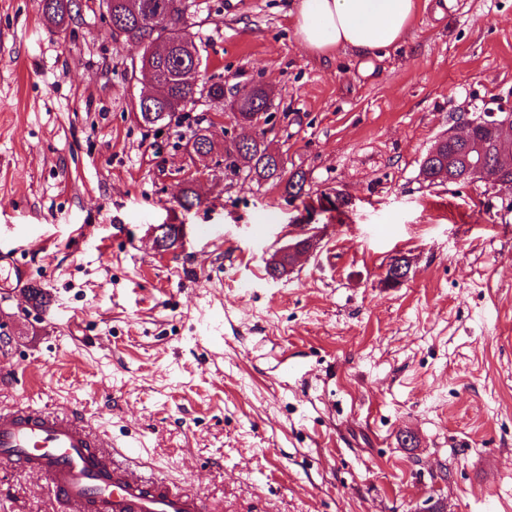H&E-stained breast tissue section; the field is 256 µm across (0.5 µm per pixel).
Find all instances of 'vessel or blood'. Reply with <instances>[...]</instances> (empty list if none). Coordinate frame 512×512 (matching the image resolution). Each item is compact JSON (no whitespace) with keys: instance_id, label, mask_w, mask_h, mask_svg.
<instances>
[{"instance_id":"b4317fda","label":"vessel or blood","mask_w":512,"mask_h":512,"mask_svg":"<svg viewBox=\"0 0 512 512\" xmlns=\"http://www.w3.org/2000/svg\"><path fill=\"white\" fill-rule=\"evenodd\" d=\"M26 278L14 254L0 253V284L19 288ZM104 446L78 414L0 409V461L22 463L45 476L65 512H210L209 503L188 488L133 478L137 446L110 452Z\"/></svg>"}]
</instances>
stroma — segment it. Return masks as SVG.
Returning <instances> with one entry per match:
<instances>
[{"label": "stroma", "instance_id": "stroma-1", "mask_svg": "<svg viewBox=\"0 0 512 512\" xmlns=\"http://www.w3.org/2000/svg\"><path fill=\"white\" fill-rule=\"evenodd\" d=\"M300 2L201 0L195 43L225 98L158 128L134 116L140 49L97 0L64 31L40 0H0V250L45 295L0 288V409L77 411L219 512H512V188L419 176L449 127L512 111V0H420L368 67L306 50ZM257 85L306 198L225 167L245 133L229 100ZM200 122L217 148L187 212ZM305 222L319 246L271 277ZM159 224L185 235L156 250ZM0 512L60 510L0 462Z\"/></svg>", "mask_w": 512, "mask_h": 512}]
</instances>
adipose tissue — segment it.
Segmentation results:
<instances>
[{"label": "adipose tissue", "instance_id": "1", "mask_svg": "<svg viewBox=\"0 0 512 512\" xmlns=\"http://www.w3.org/2000/svg\"><path fill=\"white\" fill-rule=\"evenodd\" d=\"M416 11L417 0H302L294 26L310 51L368 58L401 43Z\"/></svg>", "mask_w": 512, "mask_h": 512}]
</instances>
